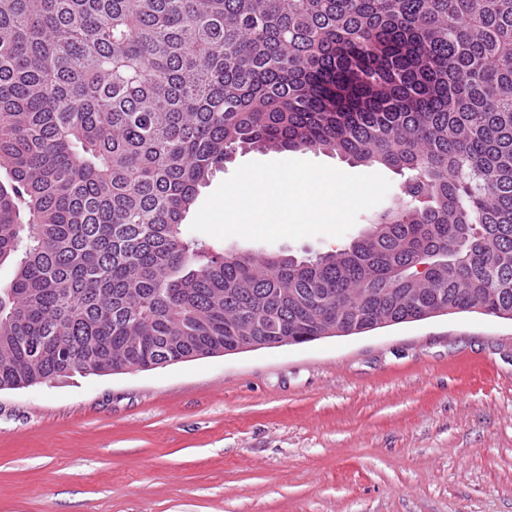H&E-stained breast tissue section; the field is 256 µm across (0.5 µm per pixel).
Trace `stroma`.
Here are the masks:
<instances>
[{
	"label": "stroma",
	"mask_w": 512,
	"mask_h": 512,
	"mask_svg": "<svg viewBox=\"0 0 512 512\" xmlns=\"http://www.w3.org/2000/svg\"><path fill=\"white\" fill-rule=\"evenodd\" d=\"M188 239L306 258L348 245ZM0 512H512V320L457 313L0 391Z\"/></svg>",
	"instance_id": "obj_1"
}]
</instances>
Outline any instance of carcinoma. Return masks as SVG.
Wrapping results in <instances>:
<instances>
[{
  "instance_id": "1",
  "label": "carcinoma",
  "mask_w": 512,
  "mask_h": 512,
  "mask_svg": "<svg viewBox=\"0 0 512 512\" xmlns=\"http://www.w3.org/2000/svg\"><path fill=\"white\" fill-rule=\"evenodd\" d=\"M404 173L314 259L181 226L235 150ZM0 389L257 336L512 316V0H0ZM284 159L308 160L325 164L343 172L352 174L379 173L390 181L391 186L383 201L377 206L360 213L356 224L341 237L320 235L306 237L297 241L280 240L275 243H266L240 237H231L225 240H219L208 234L194 232L190 229L193 219L207 197L219 186L221 182L229 178L242 164L252 161H273ZM401 180L402 177L400 175L388 168L350 164L346 160L329 153L313 152L309 150L287 152L274 150H249L242 152L238 150L233 156L231 162L226 163L224 170L215 172L213 176L210 177L208 184L205 187L200 188L199 195L183 222V228L185 230L186 237L189 240H196L205 243L213 253H244L254 255L261 252L272 251L292 255L299 259L307 258L309 256H315L320 253L336 250L342 246L348 245L354 238L358 237L367 227L366 224H368L369 220L388 206Z\"/></svg>"
}]
</instances>
